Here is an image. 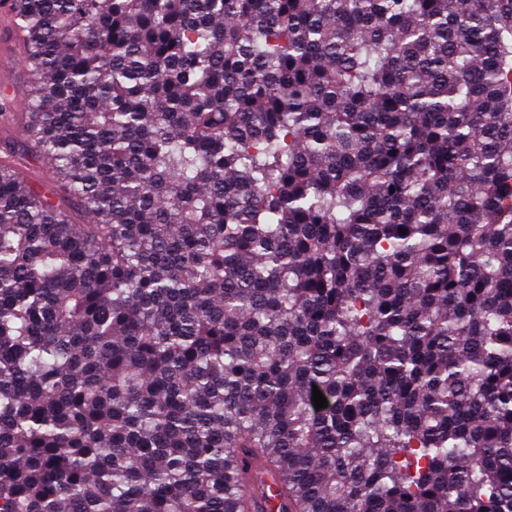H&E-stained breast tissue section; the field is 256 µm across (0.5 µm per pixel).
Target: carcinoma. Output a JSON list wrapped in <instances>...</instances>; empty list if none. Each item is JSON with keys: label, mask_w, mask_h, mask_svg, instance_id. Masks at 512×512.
<instances>
[{"label": "carcinoma", "mask_w": 512, "mask_h": 512, "mask_svg": "<svg viewBox=\"0 0 512 512\" xmlns=\"http://www.w3.org/2000/svg\"><path fill=\"white\" fill-rule=\"evenodd\" d=\"M14 2L0 512H512V0ZM16 52L11 56L0 55V85L8 86L14 96V104L9 119L0 120V156L11 148L26 155L32 150L31 143L27 142L24 131L28 123L26 99L29 85L27 82L22 51L16 36L13 33ZM24 70V71H23Z\"/></svg>", "instance_id": "carcinoma-1"}]
</instances>
